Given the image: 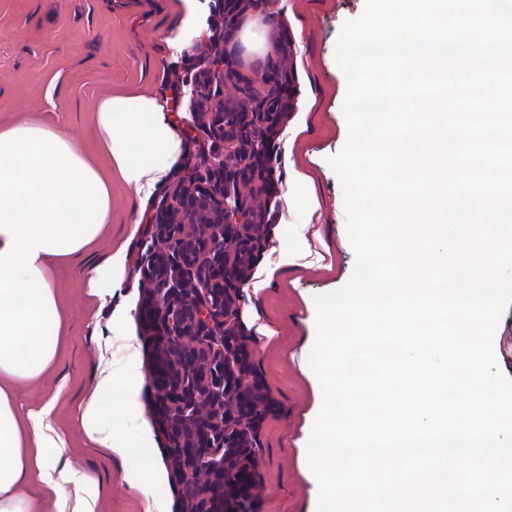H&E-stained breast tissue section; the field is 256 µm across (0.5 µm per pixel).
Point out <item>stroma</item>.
I'll use <instances>...</instances> for the list:
<instances>
[{
  "label": "stroma",
  "instance_id": "1",
  "mask_svg": "<svg viewBox=\"0 0 512 512\" xmlns=\"http://www.w3.org/2000/svg\"><path fill=\"white\" fill-rule=\"evenodd\" d=\"M210 25L191 30L180 54L168 37L182 25L168 0H0V125L35 118L67 133L79 146L94 150V107L118 90L163 94L174 100L179 124L193 135L196 153L202 113L215 103L194 89L204 60L223 53L220 37L224 0H201ZM365 0H261L249 18H262V46L241 56L225 76L224 107L240 111L247 89L259 87L268 64L293 73L295 82L281 106L284 117L276 139L274 177L286 189L289 165L312 179L320 206L321 235L334 254L331 269H301L277 276L261 293L241 287L240 320L249 336L250 361L262 381L269 406L248 439L258 463L253 512H305L312 471L300 457L313 424L316 394L301 361L312 348L316 324L314 296L333 292L350 279L355 254L348 233L341 181L328 160L348 139L342 111L347 81L335 60L342 25L359 17ZM306 129L295 141L287 132ZM156 202L139 209L120 181L112 183V222L107 233L78 260L53 262L52 285L63 310V335L53 368L36 383H21L14 398L21 411L38 410L55 399L53 417L66 446L62 462L95 475L102 487L97 512H143L141 492L124 480L125 463L86 437L78 406L94 382L101 357L122 372L127 336L139 342L140 389L131 410L120 412L131 436L150 431L151 453L161 481L155 492L166 512H182V490L172 478L165 441L154 418L150 385L153 348L139 319L109 331L112 311H138L150 285L142 270L154 234ZM140 232H133V224ZM130 240L132 259L110 305L91 316L87 297L88 262H101L112 246ZM270 337L256 332L257 323Z\"/></svg>",
  "mask_w": 512,
  "mask_h": 512
}]
</instances>
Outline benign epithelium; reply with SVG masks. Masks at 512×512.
<instances>
[{"instance_id": "1", "label": "benign epithelium", "mask_w": 512, "mask_h": 512, "mask_svg": "<svg viewBox=\"0 0 512 512\" xmlns=\"http://www.w3.org/2000/svg\"><path fill=\"white\" fill-rule=\"evenodd\" d=\"M259 0H224V29L238 33ZM228 56L202 71L221 97L190 174L156 207L153 249L144 269L154 285L140 319L153 338L152 384L160 426L185 490L188 512H252L256 482L247 444L259 413L239 310L240 285L262 239L255 209L240 187L269 192L278 121V82L265 73L263 95L249 90L241 112L224 111Z\"/></svg>"}]
</instances>
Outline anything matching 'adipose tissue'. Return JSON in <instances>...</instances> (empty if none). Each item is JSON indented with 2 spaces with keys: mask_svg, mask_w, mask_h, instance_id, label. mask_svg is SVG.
<instances>
[{
  "mask_svg": "<svg viewBox=\"0 0 512 512\" xmlns=\"http://www.w3.org/2000/svg\"><path fill=\"white\" fill-rule=\"evenodd\" d=\"M95 125L108 161L104 170L47 125L25 120L0 126V512H42L28 492L35 480L52 498L54 512H96L97 480L60 463L65 440L52 422L53 401L23 417L11 387L39 378L56 358L61 315L51 261L83 256L111 223L113 180L146 205L186 154L187 141L169 117L168 100L158 94H108L96 104ZM128 260L123 242L91 266L87 295L95 309L119 288ZM331 266L330 249H312L301 235L279 250L251 289L265 290L281 271ZM126 348L124 377L116 376L110 361L99 363L80 426L127 462L124 479L144 494L145 512H163L153 466L135 462L150 436L134 438L116 425V408L133 407L140 387L135 337H128Z\"/></svg>",
  "mask_w": 512,
  "mask_h": 512,
  "instance_id": "adipose-tissue-1",
  "label": "adipose tissue"
}]
</instances>
